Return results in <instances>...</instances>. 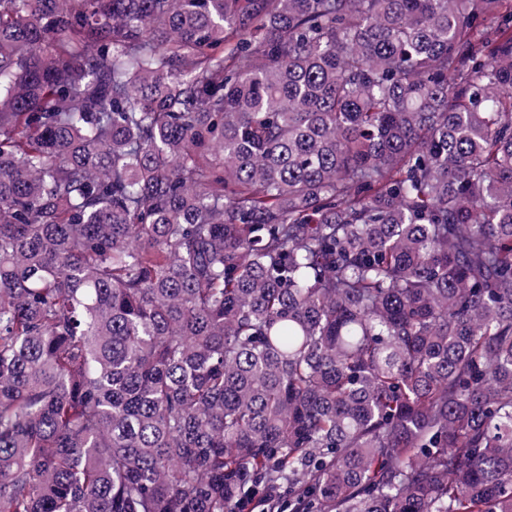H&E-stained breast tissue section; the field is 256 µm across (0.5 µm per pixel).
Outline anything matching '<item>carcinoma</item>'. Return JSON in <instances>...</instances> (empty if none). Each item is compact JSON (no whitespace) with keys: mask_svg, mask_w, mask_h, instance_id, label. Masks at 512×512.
<instances>
[{"mask_svg":"<svg viewBox=\"0 0 512 512\" xmlns=\"http://www.w3.org/2000/svg\"><path fill=\"white\" fill-rule=\"evenodd\" d=\"M512 512V0H0V512Z\"/></svg>","mask_w":512,"mask_h":512,"instance_id":"carcinoma-1","label":"carcinoma"}]
</instances>
